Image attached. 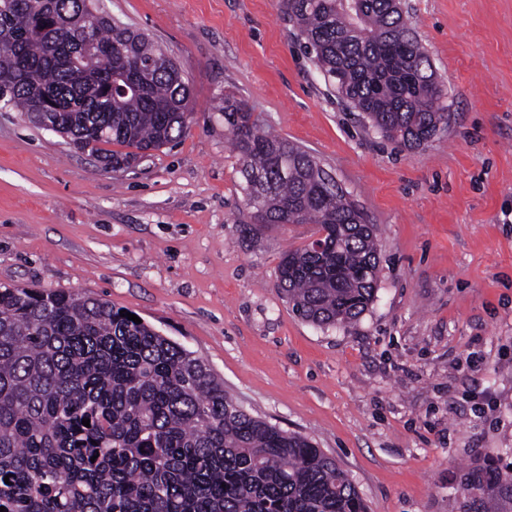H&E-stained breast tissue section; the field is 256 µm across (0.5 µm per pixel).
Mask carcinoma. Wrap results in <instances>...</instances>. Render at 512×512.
<instances>
[{"label": "carcinoma", "instance_id": "cac0c4a2", "mask_svg": "<svg viewBox=\"0 0 512 512\" xmlns=\"http://www.w3.org/2000/svg\"><path fill=\"white\" fill-rule=\"evenodd\" d=\"M343 106L412 151L448 118L447 90L401 0H282ZM93 29L95 65L68 59ZM165 48L96 0H0V109L38 113L117 167L183 138L191 91ZM258 230L315 224L277 267L292 310L347 325L374 301L373 225L304 148L233 96L219 107ZM90 420V426L82 419ZM9 481H4V477ZM0 506L5 512H366L309 438L247 412L210 366L108 301L0 286Z\"/></svg>", "mask_w": 512, "mask_h": 512}]
</instances>
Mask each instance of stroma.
Wrapping results in <instances>:
<instances>
[{
  "label": "stroma",
  "mask_w": 512,
  "mask_h": 512,
  "mask_svg": "<svg viewBox=\"0 0 512 512\" xmlns=\"http://www.w3.org/2000/svg\"><path fill=\"white\" fill-rule=\"evenodd\" d=\"M448 90L419 149L383 139L315 70L281 0H102L188 80L189 133L106 168L0 110V285L97 296L204 360L252 414L311 439L368 512H475L512 464V0H402ZM244 100L374 224L375 299L321 328L282 298L313 224L247 232L217 107Z\"/></svg>",
  "instance_id": "35a3bbf8"
}]
</instances>
